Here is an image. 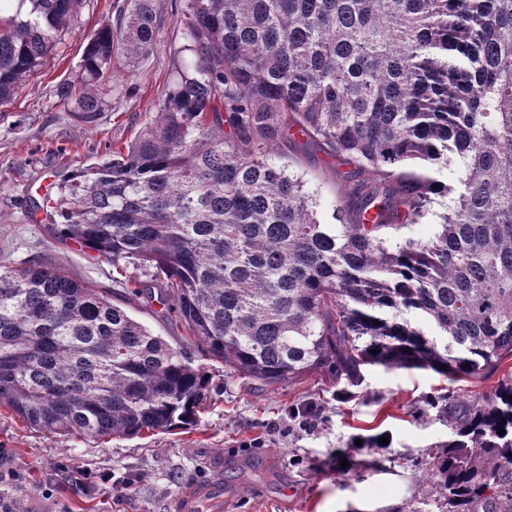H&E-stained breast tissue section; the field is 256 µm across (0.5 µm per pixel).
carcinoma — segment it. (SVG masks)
Returning <instances> with one entry per match:
<instances>
[{
  "mask_svg": "<svg viewBox=\"0 0 512 512\" xmlns=\"http://www.w3.org/2000/svg\"><path fill=\"white\" fill-rule=\"evenodd\" d=\"M81 3L0 0V105ZM180 22L189 58L154 118L43 206L113 282L152 271L139 287L163 290L181 343L57 267L0 264V407L50 436L131 437L193 422L209 380L190 350L272 388L359 387L368 365L485 379L512 359V0H182ZM159 23L152 0L102 19L57 98L95 121L114 58ZM299 137L354 168L334 224L275 157ZM450 160L455 188L429 175ZM436 204L432 238L390 244ZM429 406L453 438L425 496L512 512V372Z\"/></svg>",
  "mask_w": 512,
  "mask_h": 512,
  "instance_id": "obj_1",
  "label": "carcinoma"
}]
</instances>
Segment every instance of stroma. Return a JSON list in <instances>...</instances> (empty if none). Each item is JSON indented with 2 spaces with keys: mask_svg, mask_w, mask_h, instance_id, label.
I'll use <instances>...</instances> for the list:
<instances>
[{
  "mask_svg": "<svg viewBox=\"0 0 512 512\" xmlns=\"http://www.w3.org/2000/svg\"><path fill=\"white\" fill-rule=\"evenodd\" d=\"M114 0H84L71 33L14 98L0 105V263L59 266L75 280L118 295L130 314L154 334L175 342L182 333L160 292L134 295L112 281L111 265L94 252L62 244L46 211L36 204L79 166L107 157L154 116L179 68L185 43L180 0H154L162 22L154 42L136 58L121 56L118 75L95 122H82L54 97L59 81L78 69L86 35ZM277 149L300 173L318 203L321 223L346 204L347 165L317 143L281 141ZM210 389L196 420L172 432L92 439L51 437L25 427L0 408V454L18 481L0 484V503L22 502L26 512H171L183 488L223 476L232 512H438L422 496L435 445L451 432L421 408L448 393L488 394L501 375L454 381L429 370L372 366L354 393L340 392L319 373L276 389L227 374L223 363L193 355ZM317 405L313 423L293 408ZM386 435L387 447L353 448L358 436ZM347 448L338 469L335 451Z\"/></svg>",
  "mask_w": 512,
  "mask_h": 512,
  "instance_id": "1",
  "label": "stroma"
}]
</instances>
